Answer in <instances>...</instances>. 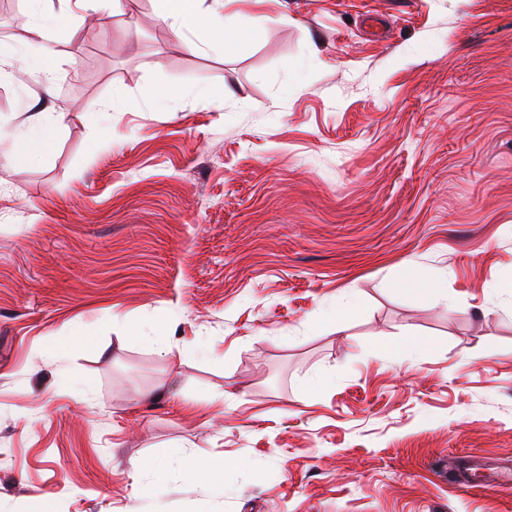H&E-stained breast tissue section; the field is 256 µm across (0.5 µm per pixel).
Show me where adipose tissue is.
<instances>
[{"label":"adipose tissue","instance_id":"1","mask_svg":"<svg viewBox=\"0 0 512 512\" xmlns=\"http://www.w3.org/2000/svg\"><path fill=\"white\" fill-rule=\"evenodd\" d=\"M263 0H223V11L202 13L201 0H156L158 20L178 26H192L196 39L192 49L221 38L232 43L239 37L251 9ZM48 28L42 16H35L21 47L11 55L0 57V77L13 76L24 66L37 64L45 83H52L56 75V56L48 44Z\"/></svg>","mask_w":512,"mask_h":512}]
</instances>
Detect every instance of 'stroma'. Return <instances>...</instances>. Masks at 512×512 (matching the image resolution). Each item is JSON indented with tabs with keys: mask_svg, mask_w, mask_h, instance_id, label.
<instances>
[{
	"mask_svg": "<svg viewBox=\"0 0 512 512\" xmlns=\"http://www.w3.org/2000/svg\"><path fill=\"white\" fill-rule=\"evenodd\" d=\"M121 5L0 80V512H512L454 470L512 456V0H276L203 52ZM30 127L21 136L35 146L31 153H39L49 148L52 143V132L57 129V119L53 112H37L30 118ZM187 465L195 477L203 485L214 484L219 466L206 459H187Z\"/></svg>",
	"mask_w": 512,
	"mask_h": 512,
	"instance_id": "35a3bbf8",
	"label": "stroma"
}]
</instances>
